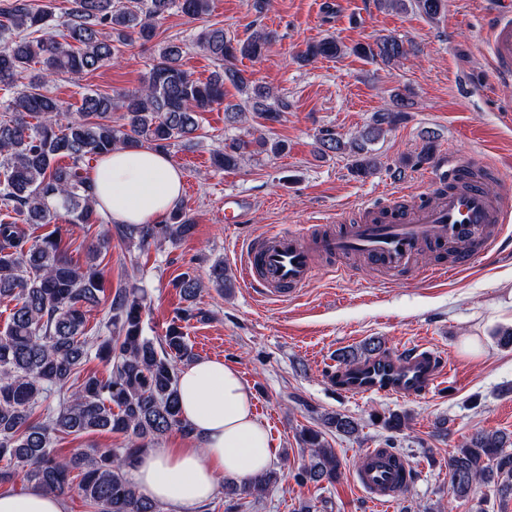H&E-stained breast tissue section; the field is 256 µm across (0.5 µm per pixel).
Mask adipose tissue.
<instances>
[{
	"mask_svg": "<svg viewBox=\"0 0 512 512\" xmlns=\"http://www.w3.org/2000/svg\"><path fill=\"white\" fill-rule=\"evenodd\" d=\"M88 175L98 209L117 224H149L183 196L182 172L172 158L147 148L101 156ZM184 418L196 439L185 448L141 453L132 475L144 497L172 512H202L226 477L251 478L270 467L266 425L254 411L252 392L224 361L199 359L179 373ZM0 512H66L64 500L42 489L0 490Z\"/></svg>",
	"mask_w": 512,
	"mask_h": 512,
	"instance_id": "ef3b65f1",
	"label": "adipose tissue"
}]
</instances>
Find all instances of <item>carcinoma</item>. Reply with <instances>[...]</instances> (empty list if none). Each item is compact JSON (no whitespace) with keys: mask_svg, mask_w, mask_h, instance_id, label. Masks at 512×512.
<instances>
[{"mask_svg":"<svg viewBox=\"0 0 512 512\" xmlns=\"http://www.w3.org/2000/svg\"><path fill=\"white\" fill-rule=\"evenodd\" d=\"M392 10L413 9L436 20L447 0H381ZM211 0H68L61 16L52 3L41 7L32 0H0V88L12 89L28 79L15 96L0 103L10 119L0 121V207L15 220L0 222V301L15 302L6 328L0 332V484L21 478L27 484L61 496L75 490L91 512H161L143 497L128 467L131 461L171 430L193 434L179 407L176 362L193 358L192 346L177 324L154 340L143 334L145 292L128 283L105 294L106 275L97 263L112 248V233L122 241L145 247L151 243L184 240L195 221L183 205L157 224H116L107 229L90 251L86 267L67 257L68 244L60 235H35V226L49 224L63 209L70 222L108 224L95 206V187L84 175L85 161L115 148H150L168 152L197 138L199 114L224 107V124L236 128L258 119L243 133L224 139L213 152L214 167L236 170L252 151L279 157L288 143L271 139L262 129L278 123L288 101L273 88L254 83L238 62L259 60L272 39L265 29L245 39L227 36L222 28H206L195 45L218 63L205 82L182 68L186 44L170 41L160 47L142 86L111 94L85 93L78 115L61 120L63 102L46 91L60 74L80 76L112 64L133 35L149 40L155 23L177 11L192 19L208 15ZM63 28L60 36L52 31ZM396 62L411 46L396 37L358 43L350 49L326 38L307 45L303 63L337 58L347 53ZM239 94L227 100L225 88ZM393 108L345 142L332 128L320 130L319 150L343 154L358 177L378 167L369 145L393 126L411 102L392 94ZM209 280L219 290L230 287L224 262L215 261ZM187 306L178 318L201 316L194 306L202 283L189 272L175 282ZM108 303L104 334L88 337L86 313L101 301ZM111 366L106 377L81 376L90 351ZM55 408H45L50 397ZM119 432L127 448H75L68 456L54 452L60 435ZM301 442L310 449L306 466L293 478L298 483L333 484L342 462L322 433L306 429ZM452 491L467 500L477 482L499 479L498 492H512V448L494 433L476 432L448 457ZM277 479L271 471L241 484L224 485L229 496L262 497Z\"/></svg>","mask_w":512,"mask_h":512,"instance_id":"obj_1","label":"carcinoma"}]
</instances>
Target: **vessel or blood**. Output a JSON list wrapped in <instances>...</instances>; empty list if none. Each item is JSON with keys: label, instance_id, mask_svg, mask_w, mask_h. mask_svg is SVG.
I'll use <instances>...</instances> for the list:
<instances>
[{"label": "vessel or blood", "instance_id": "obj_1", "mask_svg": "<svg viewBox=\"0 0 512 512\" xmlns=\"http://www.w3.org/2000/svg\"><path fill=\"white\" fill-rule=\"evenodd\" d=\"M485 55L493 72L512 75V10L497 12L487 25ZM440 176L408 208L394 199L368 204L367 214L333 230L319 217L287 231L243 239L241 268L245 287L260 297H296L314 278L321 256L340 259L359 255L370 264L405 273L420 284L467 269L474 256L498 253V225L512 222V187L491 193L483 178L473 176L469 161L448 158L439 164ZM449 253V262L418 267L414 260L422 246ZM450 372L446 358L433 347L417 345L381 353L348 365H333L327 377L336 393L357 399L392 395L415 400L441 389ZM353 481L379 508L393 504L412 484L411 464L392 448H365L355 461Z\"/></svg>", "mask_w": 512, "mask_h": 512}]
</instances>
